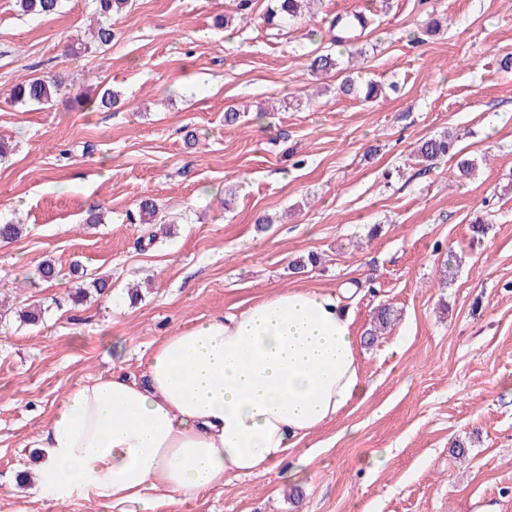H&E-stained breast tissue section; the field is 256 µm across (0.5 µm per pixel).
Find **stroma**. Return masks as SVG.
<instances>
[{
  "instance_id": "35a3bbf8",
  "label": "stroma",
  "mask_w": 512,
  "mask_h": 512,
  "mask_svg": "<svg viewBox=\"0 0 512 512\" xmlns=\"http://www.w3.org/2000/svg\"><path fill=\"white\" fill-rule=\"evenodd\" d=\"M270 0L225 30L238 0H133L108 46L77 55L92 0L45 17L0 0V512H138L22 485L36 439L75 387L112 373L143 379L173 331L231 314L278 288L334 292L358 337L380 307L395 321L358 346L364 400L304 438L307 479L229 477L188 501L155 493L152 512H512V0H316L271 27ZM373 15L356 46L381 94H338L334 17ZM57 75L72 90L109 88L111 110L14 104L11 87ZM244 108L225 125L228 106ZM445 131L478 167L413 157ZM158 205L164 230L139 223ZM105 213L85 221L90 209ZM272 217L258 231L259 216ZM482 222L486 232L473 235ZM317 255L304 273L292 260ZM54 260L55 280L35 277ZM113 295L74 304V265ZM140 297L130 300L129 284ZM35 303L43 324H21Z\"/></svg>"
}]
</instances>
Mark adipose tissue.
Listing matches in <instances>:
<instances>
[{
	"instance_id": "adipose-tissue-1",
	"label": "adipose tissue",
	"mask_w": 512,
	"mask_h": 512,
	"mask_svg": "<svg viewBox=\"0 0 512 512\" xmlns=\"http://www.w3.org/2000/svg\"><path fill=\"white\" fill-rule=\"evenodd\" d=\"M337 295L277 289L166 336L147 380L102 375L69 391L41 431L52 499L79 494L150 512L149 490L183 500L229 476H265L367 389Z\"/></svg>"
}]
</instances>
